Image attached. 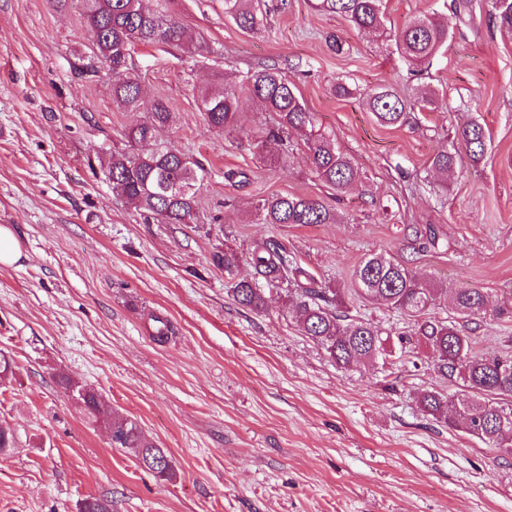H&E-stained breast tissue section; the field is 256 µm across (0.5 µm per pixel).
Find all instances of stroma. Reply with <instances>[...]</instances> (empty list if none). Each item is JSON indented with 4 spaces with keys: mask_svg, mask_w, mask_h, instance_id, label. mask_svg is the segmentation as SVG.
Returning <instances> with one entry per match:
<instances>
[{
    "mask_svg": "<svg viewBox=\"0 0 512 512\" xmlns=\"http://www.w3.org/2000/svg\"><path fill=\"white\" fill-rule=\"evenodd\" d=\"M264 25L245 32L224 0H175L174 21L197 46L137 45L127 59L145 107L126 112L91 54L81 0H0V226L22 247L0 265V512H78L86 497L112 512H512V453L426 415L425 389L452 391L431 349L379 368L337 366L304 336L279 294L264 312L227 293L214 252L286 244L323 283L348 287L359 262L383 253L444 288H479L512 307V36L488 14L413 76L393 42L353 29L308 0H259ZM278 68L317 129L364 178L337 204L336 224H254L256 200L325 197L305 148L285 167L255 143L275 116L242 97L237 136L210 128L199 95L213 82ZM343 78L350 95H336ZM443 90L447 107L380 125L372 89ZM164 100L161 142L200 162L192 223H145L105 176L124 131ZM473 119L483 161L449 180L429 167ZM409 224L433 225L446 247L420 252ZM167 338H159L160 324ZM101 397L96 418L58 374ZM136 421L178 471L157 482L133 453L111 447L113 413Z\"/></svg>",
    "mask_w": 512,
    "mask_h": 512,
    "instance_id": "stroma-1",
    "label": "stroma"
}]
</instances>
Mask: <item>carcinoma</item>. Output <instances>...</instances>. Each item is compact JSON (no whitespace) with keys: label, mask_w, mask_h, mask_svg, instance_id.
<instances>
[{"label":"carcinoma","mask_w":512,"mask_h":512,"mask_svg":"<svg viewBox=\"0 0 512 512\" xmlns=\"http://www.w3.org/2000/svg\"><path fill=\"white\" fill-rule=\"evenodd\" d=\"M92 40V56L84 65L86 72L104 74L112 84L113 101L127 112L142 105L141 86L128 72L127 57L135 44H167L179 48L190 45L183 27L167 15L165 5L150 0H83ZM316 8L346 20L364 33H386L384 0H318ZM224 13L243 31L263 24V13L254 0H224ZM490 18L503 32L512 33V0H491ZM448 15L434 12L415 18L390 33L399 54L412 66L421 68L452 37ZM265 110L277 116L267 138L279 150L262 151L260 158L269 167L285 164L287 148L293 139L303 141L309 154L311 173L330 194L340 195L361 178L359 167L343 153L330 136L315 130L311 113L301 103L295 87L279 72L262 69L247 74L241 83ZM201 111L207 124L228 135L240 132L239 95L222 84L200 92ZM367 106L381 125L400 124L408 111H435L444 106L443 95L432 86L419 88L412 98L380 87L367 94ZM171 121L167 104L153 102L144 121L131 124L125 137L130 151L112 154L107 173L109 182L136 208L161 224H188L197 207L196 185L204 168L196 161L156 140L155 132ZM459 148L440 150L431 159V167L448 180L459 152L478 162L487 152L488 140L483 126L474 120L455 129ZM254 224H336V211L322 198L296 195H272L260 199L252 211ZM409 236L422 249H436L440 237L431 225L409 227ZM213 264L224 269L231 280L229 292L243 308L261 312L268 295L277 291L296 312L303 335L312 339L339 366L387 363L396 355H405L413 338L432 349L434 369L442 377L459 385L450 395L426 390L418 395L420 408L449 427L459 429L491 446L512 432V356L473 351V339L463 333L456 320L479 324L488 314L487 295L480 288L453 290L439 288L417 275L413 269L383 254L367 256L354 272V287L324 286L314 273L303 267L288 248L275 239L254 242L245 255L251 268L247 278H236L237 253L217 251ZM354 297L385 306L409 317L412 335L400 334L398 350L387 348L389 333L380 325L351 314L346 300ZM443 299L455 319L441 320L428 315L438 299ZM65 392L83 401L91 414L99 407L97 392L69 379L61 380ZM112 431V447L135 453L140 463L162 482H173L177 470L167 451L149 441L138 424L122 414L107 422Z\"/></svg>","instance_id":"cac0c4a2"}]
</instances>
